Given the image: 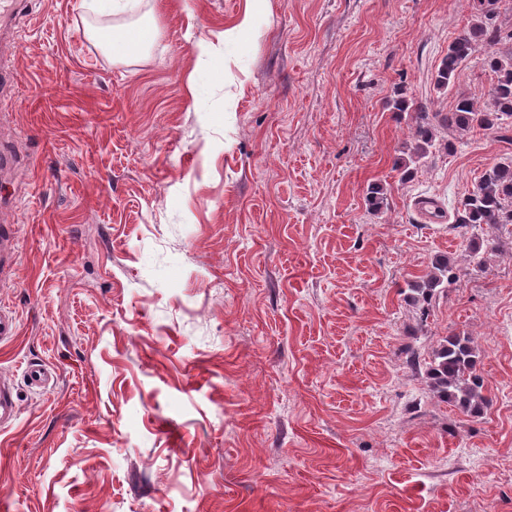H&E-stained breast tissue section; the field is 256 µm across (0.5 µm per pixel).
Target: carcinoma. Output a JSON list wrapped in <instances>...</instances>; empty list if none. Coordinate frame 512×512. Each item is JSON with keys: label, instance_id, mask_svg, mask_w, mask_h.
<instances>
[{"label": "carcinoma", "instance_id": "cac0c4a2", "mask_svg": "<svg viewBox=\"0 0 512 512\" xmlns=\"http://www.w3.org/2000/svg\"><path fill=\"white\" fill-rule=\"evenodd\" d=\"M506 0H473L471 25L448 45L435 79L436 88L449 91L458 73L478 50L485 53V63L495 75L489 90L490 102L480 107L468 95L455 99L446 115L426 112L421 104L405 98L393 103L396 112H413L416 125L415 145L409 159L400 163L402 178L412 176V167L428 157L437 144V129L449 133H470L476 129L491 131L499 139L512 144V24L503 19ZM369 208L380 212L387 208V192L374 186L366 197ZM457 222L473 231L485 225L512 224V158H505L485 170L479 184L459 202ZM454 280L453 266L446 258L438 260L428 278L411 289L412 300L421 308L422 319L429 315V305L437 287ZM479 354L468 336L450 334L435 348L426 362V374L432 392L453 404L470 418H480L489 405L484 394V378L479 370Z\"/></svg>", "mask_w": 512, "mask_h": 512}]
</instances>
